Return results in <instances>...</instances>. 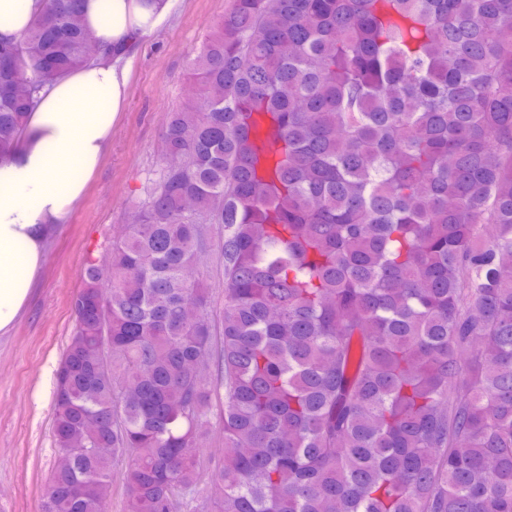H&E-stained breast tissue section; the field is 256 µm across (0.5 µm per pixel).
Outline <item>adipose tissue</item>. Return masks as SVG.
<instances>
[{"mask_svg":"<svg viewBox=\"0 0 512 512\" xmlns=\"http://www.w3.org/2000/svg\"><path fill=\"white\" fill-rule=\"evenodd\" d=\"M176 0H84L101 53L57 80L0 160V334L24 310L57 225L67 223L112 141L129 84L125 57L170 21ZM46 0H0V40L18 39Z\"/></svg>","mask_w":512,"mask_h":512,"instance_id":"ef3b65f1","label":"adipose tissue"}]
</instances>
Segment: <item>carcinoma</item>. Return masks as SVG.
Masks as SVG:
<instances>
[{
    "label": "carcinoma",
    "mask_w": 512,
    "mask_h": 512,
    "mask_svg": "<svg viewBox=\"0 0 512 512\" xmlns=\"http://www.w3.org/2000/svg\"><path fill=\"white\" fill-rule=\"evenodd\" d=\"M81 2L0 41V158L89 62ZM229 2L71 302L42 512H107L120 459L125 512H512V0ZM197 280L204 283L209 289L211 317L215 325L213 344L216 349H220L223 340V336H220L219 332L220 314L224 308V270L219 257L218 236L215 232L208 240L204 258L197 265ZM224 391L221 390V398L213 399L210 414V432L203 441V451L200 455V470L208 475L223 461L221 448H224Z\"/></svg>",
    "instance_id": "carcinoma-1"
}]
</instances>
